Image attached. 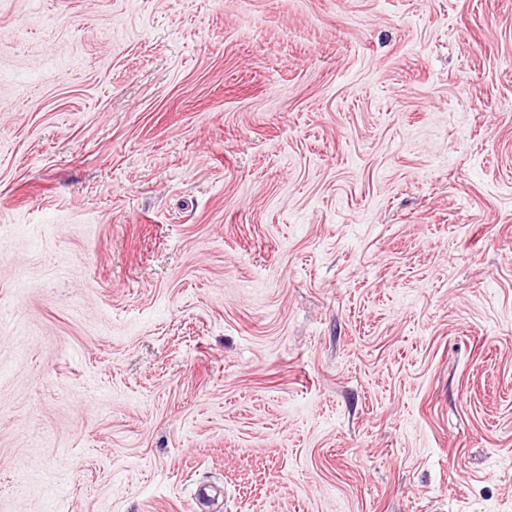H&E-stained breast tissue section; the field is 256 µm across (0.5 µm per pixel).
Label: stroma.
<instances>
[{
  "label": "stroma",
  "mask_w": 512,
  "mask_h": 512,
  "mask_svg": "<svg viewBox=\"0 0 512 512\" xmlns=\"http://www.w3.org/2000/svg\"><path fill=\"white\" fill-rule=\"evenodd\" d=\"M0 512H512V0H0Z\"/></svg>",
  "instance_id": "stroma-1"
}]
</instances>
